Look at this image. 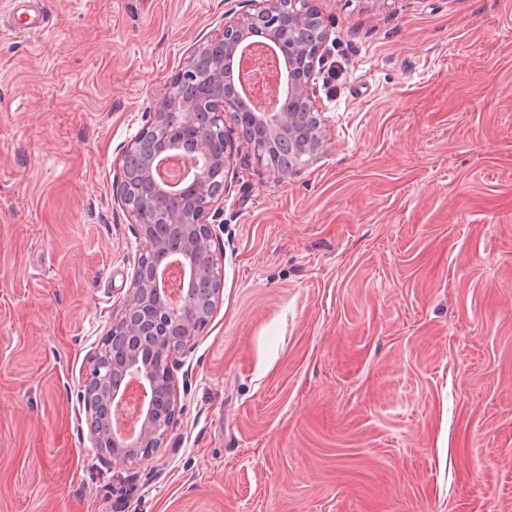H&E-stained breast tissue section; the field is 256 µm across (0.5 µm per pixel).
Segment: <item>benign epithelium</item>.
<instances>
[{"instance_id":"7a95c632","label":"benign epithelium","mask_w":512,"mask_h":512,"mask_svg":"<svg viewBox=\"0 0 512 512\" xmlns=\"http://www.w3.org/2000/svg\"><path fill=\"white\" fill-rule=\"evenodd\" d=\"M252 36L272 40L285 57V93L275 112L247 111L232 83L233 59ZM326 37L311 0H255L254 11L224 22L220 36L190 54L154 102L146 125L122 150L124 164L133 156L145 159V195H128L123 172L120 200L149 248L136 263L123 316L110 331L127 358L98 399L93 380L112 364L106 349L99 348L85 384L92 447L99 454L109 452L115 464L145 459L162 447L174 417L173 354L163 351L162 343L175 335L183 346L191 342L219 303L224 270L212 247L224 231L223 200L234 154L242 146L258 162L287 173L293 163H278L254 131H291L308 124L312 130L303 154L312 158L323 151L325 136L311 78ZM196 104L208 106L220 128L224 113H232L240 144L227 133L216 143L214 127L196 115ZM175 151L200 157L204 169L182 189L168 193L154 185L151 166L157 156ZM171 253L172 270L163 274L161 261Z\"/></svg>"}]
</instances>
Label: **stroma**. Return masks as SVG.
Listing matches in <instances>:
<instances>
[{
	"label": "stroma",
	"mask_w": 512,
	"mask_h": 512,
	"mask_svg": "<svg viewBox=\"0 0 512 512\" xmlns=\"http://www.w3.org/2000/svg\"><path fill=\"white\" fill-rule=\"evenodd\" d=\"M326 148L234 160L219 306L163 448L90 360L148 245L120 149L251 0H34L0 28V512H512V0H313Z\"/></svg>",
	"instance_id": "1"
}]
</instances>
